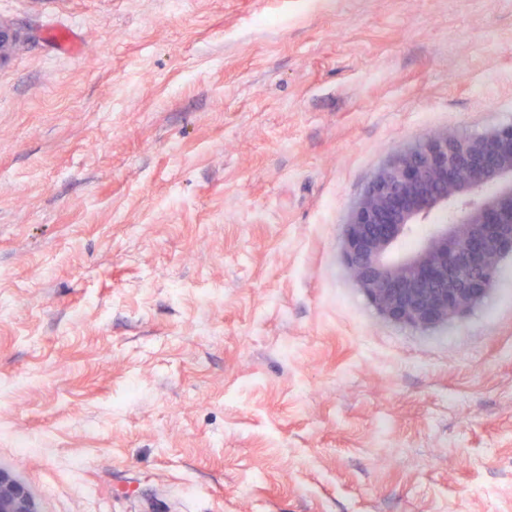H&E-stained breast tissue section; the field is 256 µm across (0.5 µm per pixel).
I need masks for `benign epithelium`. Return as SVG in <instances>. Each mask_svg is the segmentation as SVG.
<instances>
[{
    "instance_id": "1",
    "label": "benign epithelium",
    "mask_w": 512,
    "mask_h": 512,
    "mask_svg": "<svg viewBox=\"0 0 512 512\" xmlns=\"http://www.w3.org/2000/svg\"><path fill=\"white\" fill-rule=\"evenodd\" d=\"M437 212L448 221L403 250ZM344 251L358 288L393 322L427 330L470 310L512 255V124L437 134L398 153L352 209ZM0 512H36L24 484L1 469Z\"/></svg>"
}]
</instances>
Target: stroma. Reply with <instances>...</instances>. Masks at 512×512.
Instances as JSON below:
<instances>
[{"label": "stroma", "mask_w": 512, "mask_h": 512, "mask_svg": "<svg viewBox=\"0 0 512 512\" xmlns=\"http://www.w3.org/2000/svg\"><path fill=\"white\" fill-rule=\"evenodd\" d=\"M0 25V468L40 512H512V257L423 331L344 253L394 154L512 123V0Z\"/></svg>", "instance_id": "1"}]
</instances>
